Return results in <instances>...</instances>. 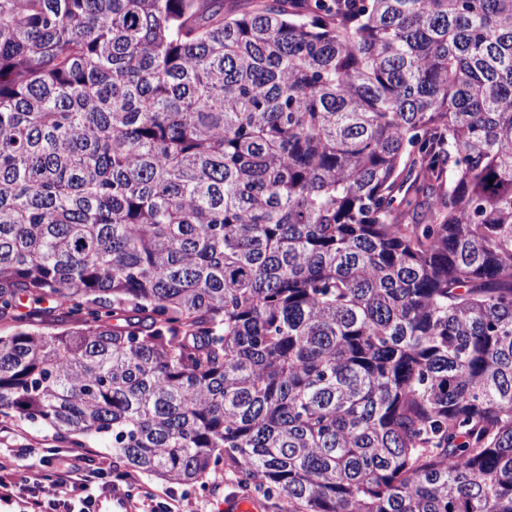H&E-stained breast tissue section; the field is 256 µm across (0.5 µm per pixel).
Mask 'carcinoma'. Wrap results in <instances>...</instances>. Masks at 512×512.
Here are the masks:
<instances>
[{"label":"carcinoma","instance_id":"cac0c4a2","mask_svg":"<svg viewBox=\"0 0 512 512\" xmlns=\"http://www.w3.org/2000/svg\"><path fill=\"white\" fill-rule=\"evenodd\" d=\"M224 4L0 0V417L512 512V0Z\"/></svg>","mask_w":512,"mask_h":512}]
</instances>
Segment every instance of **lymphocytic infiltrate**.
Masks as SVG:
<instances>
[{
	"label": "lymphocytic infiltrate",
	"mask_w": 512,
	"mask_h": 512,
	"mask_svg": "<svg viewBox=\"0 0 512 512\" xmlns=\"http://www.w3.org/2000/svg\"><path fill=\"white\" fill-rule=\"evenodd\" d=\"M30 451L20 448L15 453H0V504H21L22 512H46L47 498H63L78 503V512H95V498L88 496L91 480L101 482L102 493L123 491L135 496L137 512H192L193 500L187 494H180L166 488L153 492L138 493L139 480L127 472L105 479L103 471L91 469V454L84 448H73L65 454L45 460L43 466L28 468L25 483L27 494L17 492L15 473L18 462Z\"/></svg>",
	"instance_id": "lymphocytic-infiltrate-1"
}]
</instances>
